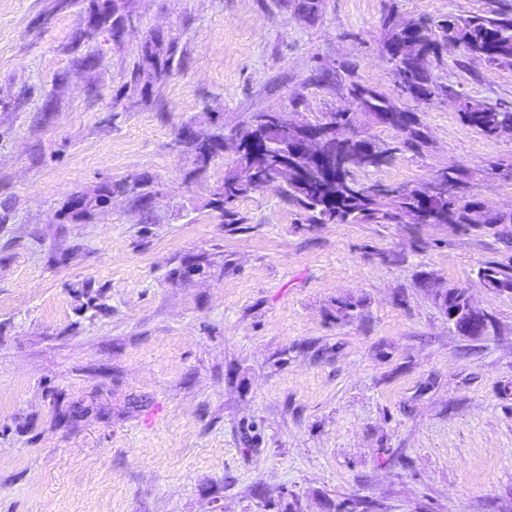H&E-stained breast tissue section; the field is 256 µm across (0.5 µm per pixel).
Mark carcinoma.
I'll return each mask as SVG.
<instances>
[{
  "mask_svg": "<svg viewBox=\"0 0 512 512\" xmlns=\"http://www.w3.org/2000/svg\"><path fill=\"white\" fill-rule=\"evenodd\" d=\"M458 36L457 48L482 57L490 65L512 62V13L497 11L490 16L466 18L450 16L437 21L418 22L411 26L395 28L388 33L385 48L390 52L391 61L397 73H410V78L423 84L426 77L412 68L411 52L418 51L429 57H437L448 46V31ZM171 57L164 48V40L155 37L145 43L141 62L132 72L134 82L142 76L156 81L167 76ZM351 94L358 99L357 107L364 114H384V124L398 130H405L404 144L419 147L424 144L421 121L414 112L396 107L383 93L356 84ZM459 112L469 125L491 136L496 131L512 128V108L489 107L469 96L460 97ZM179 143L190 151L201 168L223 148L224 130L206 137L183 134ZM241 155L234 170L224 176V182L215 193L214 207L227 217L235 216L234 203L251 191L263 187L255 181V175L265 174L272 165V159L265 154H254L248 150L238 151ZM378 163L354 167L341 180L301 179L296 173L288 174L286 194L313 224H341L361 222L365 224H417L425 198L430 196L429 188H374L364 183L359 173L365 172ZM112 196V185L105 184L89 199L76 196L81 201L77 208L80 214H89L95 207L107 202ZM433 214L430 224H468L474 226L512 223V215L495 213L484 203L462 196L459 201L432 199ZM481 279L490 288L512 293V273L496 263L483 268ZM446 310H464L468 307V295L462 288H450L444 293Z\"/></svg>",
  "mask_w": 512,
  "mask_h": 512,
  "instance_id": "1",
  "label": "carcinoma"
}]
</instances>
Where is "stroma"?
Wrapping results in <instances>:
<instances>
[{"instance_id":"1","label":"stroma","mask_w":512,"mask_h":512,"mask_svg":"<svg viewBox=\"0 0 512 512\" xmlns=\"http://www.w3.org/2000/svg\"><path fill=\"white\" fill-rule=\"evenodd\" d=\"M122 16L113 37L97 9ZM512 0H0V512H512V224H313L278 188L213 205L258 112L350 113L393 147L367 184L433 185L512 213V63L449 48L431 105L402 96L394 24ZM164 81L131 74L151 36ZM359 84L417 113L410 148ZM224 127L206 168L183 128ZM148 183L150 208L134 187ZM113 185L85 217L76 195ZM490 313L458 335L437 292ZM459 97L461 118L485 135L512 128V108L489 107L469 96ZM481 279L489 288L512 293V273L496 263H490L481 272Z\"/></svg>"}]
</instances>
